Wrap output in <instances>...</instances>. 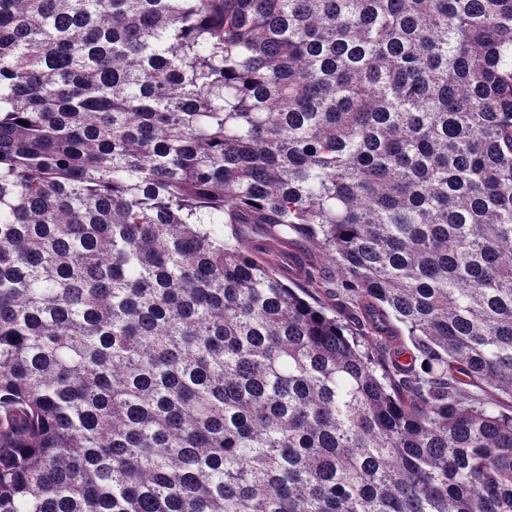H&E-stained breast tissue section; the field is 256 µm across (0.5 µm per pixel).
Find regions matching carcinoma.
I'll list each match as a JSON object with an SVG mask.
<instances>
[{"instance_id": "obj_1", "label": "carcinoma", "mask_w": 512, "mask_h": 512, "mask_svg": "<svg viewBox=\"0 0 512 512\" xmlns=\"http://www.w3.org/2000/svg\"><path fill=\"white\" fill-rule=\"evenodd\" d=\"M466 382L512 0H0V512H512Z\"/></svg>"}]
</instances>
